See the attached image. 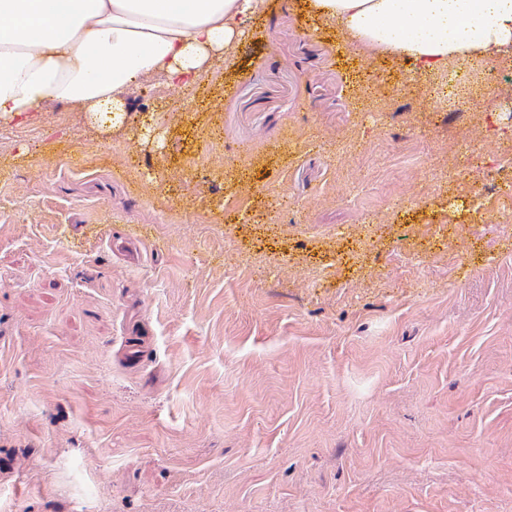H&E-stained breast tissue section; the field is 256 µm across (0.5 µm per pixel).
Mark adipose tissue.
Segmentation results:
<instances>
[{"mask_svg":"<svg viewBox=\"0 0 512 512\" xmlns=\"http://www.w3.org/2000/svg\"><path fill=\"white\" fill-rule=\"evenodd\" d=\"M265 0H0V122L78 106L121 123L141 77L199 83ZM373 54L436 75L512 49V0H306Z\"/></svg>","mask_w":512,"mask_h":512,"instance_id":"adipose-tissue-1","label":"adipose tissue"}]
</instances>
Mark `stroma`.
<instances>
[{
  "mask_svg": "<svg viewBox=\"0 0 512 512\" xmlns=\"http://www.w3.org/2000/svg\"><path fill=\"white\" fill-rule=\"evenodd\" d=\"M503 67L268 0L188 97L0 124V512H512L502 174L454 156Z\"/></svg>",
  "mask_w": 512,
  "mask_h": 512,
  "instance_id": "stroma-1",
  "label": "stroma"
}]
</instances>
